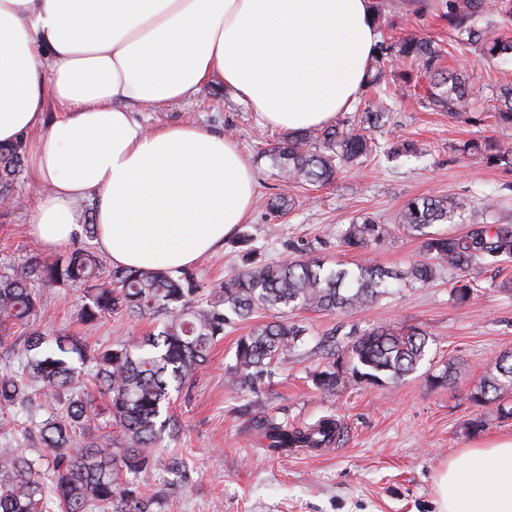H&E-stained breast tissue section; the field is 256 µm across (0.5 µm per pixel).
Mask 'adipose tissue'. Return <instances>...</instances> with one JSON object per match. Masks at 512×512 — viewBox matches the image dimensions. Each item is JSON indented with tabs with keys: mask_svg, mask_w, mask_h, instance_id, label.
<instances>
[{
	"mask_svg": "<svg viewBox=\"0 0 512 512\" xmlns=\"http://www.w3.org/2000/svg\"><path fill=\"white\" fill-rule=\"evenodd\" d=\"M376 15L377 0H0V144L29 136L47 186L31 235L49 251L69 244L91 198L113 266L194 265L246 220L253 168L201 127L147 130L129 104L180 102L217 80L269 126L327 125L362 91ZM437 507L512 512V439L450 459Z\"/></svg>",
	"mask_w": 512,
	"mask_h": 512,
	"instance_id": "obj_1",
	"label": "adipose tissue"
}]
</instances>
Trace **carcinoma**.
<instances>
[{"label": "carcinoma", "mask_w": 512, "mask_h": 512, "mask_svg": "<svg viewBox=\"0 0 512 512\" xmlns=\"http://www.w3.org/2000/svg\"><path fill=\"white\" fill-rule=\"evenodd\" d=\"M488 0H449L448 26L460 42L473 47L479 61L512 60V37L491 36L488 25L476 24L486 13ZM412 60L428 80L424 101L451 118L475 109L465 72L440 69L442 50L430 39L410 36L377 45L365 87L377 101L356 113L348 124H331L315 132L285 133L269 150L275 164L293 186L331 183L348 165L377 150L374 133L384 126L388 95L386 71L393 58ZM491 117L497 125L512 126V86L497 95ZM465 149L483 155L487 163L512 169V144L494 141L484 146L472 141ZM24 144H0V199L9 198L21 172ZM462 205L452 196L414 197L385 224L360 216L339 232L340 242L353 250H368L392 230L403 229L424 238L423 253L404 270L374 262L354 269L327 267L314 258L267 262L244 254L243 268L229 272L224 282L207 286L189 272L175 275L156 269L115 268L109 281L100 278L102 259L88 249H75L52 262L33 260L22 269L0 270V345L11 329H24L22 348L4 352L17 360L18 370L0 373V415L29 410L36 392L64 396L62 411L40 421L33 431L35 455L0 451V512H154L156 498L127 479L163 470L181 481L190 479L182 461L164 459L155 447L164 436H178L169 413L171 394L193 381L212 348L227 329L261 314L269 321L237 339L227 383L239 392H253L274 374L279 360L303 343L305 329L288 320L295 309L327 314H355L392 294L397 284L432 283L438 273L452 269L464 275L452 293L458 300L470 295L465 276L486 266L512 260V224H478L463 236L430 231L446 224ZM83 286L80 319L93 326L106 317L127 314L162 318L161 329L138 344H120L88 353L69 336L53 340L37 322L43 314L38 289ZM430 334L419 329L374 328L340 346L336 330L325 333L315 348L326 359L312 376L314 387L332 393L351 377L381 384L416 372L429 353ZM93 367L101 393L107 398L103 413L117 435H104L77 450L83 432L98 427L100 412L85 394L87 366ZM512 390V353L497 357L490 372L470 392L476 405L497 400ZM269 448H329L340 427L323 417L302 427H288L265 414L257 422Z\"/></svg>", "instance_id": "obj_1"}]
</instances>
